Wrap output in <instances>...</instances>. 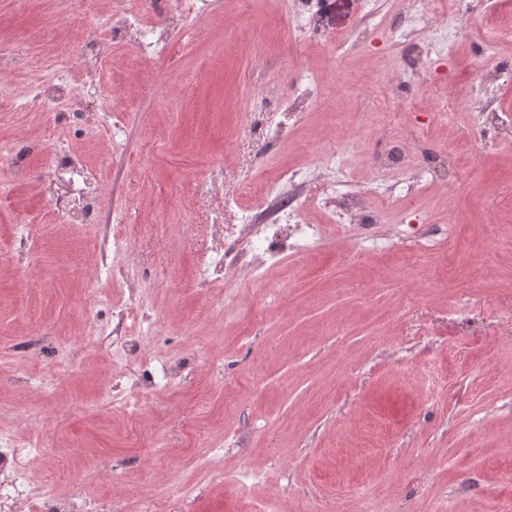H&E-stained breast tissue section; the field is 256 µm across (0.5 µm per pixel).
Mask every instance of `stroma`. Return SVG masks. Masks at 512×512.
Masks as SVG:
<instances>
[{
	"label": "stroma",
	"instance_id": "stroma-1",
	"mask_svg": "<svg viewBox=\"0 0 512 512\" xmlns=\"http://www.w3.org/2000/svg\"><path fill=\"white\" fill-rule=\"evenodd\" d=\"M88 36L105 54L63 69ZM502 64L512 0H0V145L23 156H0V439L31 476L11 512L75 488L98 512H512V144L468 135L478 108L512 117ZM52 69L70 111L26 95ZM394 137L453 170L371 168ZM283 169L420 210L345 231L312 209L304 249L244 238L225 282L221 225Z\"/></svg>",
	"mask_w": 512,
	"mask_h": 512
}]
</instances>
